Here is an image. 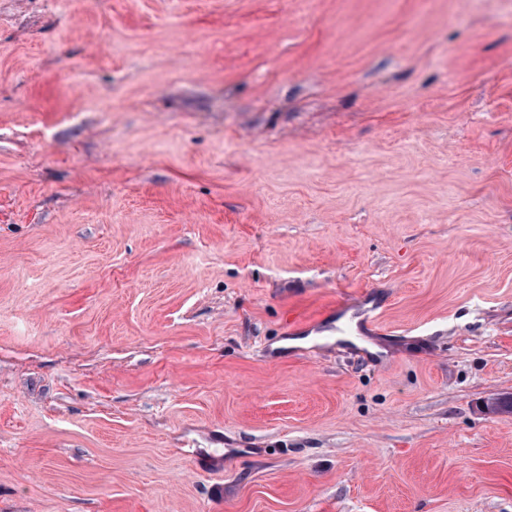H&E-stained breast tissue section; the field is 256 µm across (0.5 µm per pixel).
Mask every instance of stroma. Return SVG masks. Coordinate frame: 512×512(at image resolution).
I'll list each match as a JSON object with an SVG mask.
<instances>
[{
	"label": "stroma",
	"mask_w": 512,
	"mask_h": 512,
	"mask_svg": "<svg viewBox=\"0 0 512 512\" xmlns=\"http://www.w3.org/2000/svg\"><path fill=\"white\" fill-rule=\"evenodd\" d=\"M506 394L512 0H0V512H512Z\"/></svg>",
	"instance_id": "35a3bbf8"
}]
</instances>
